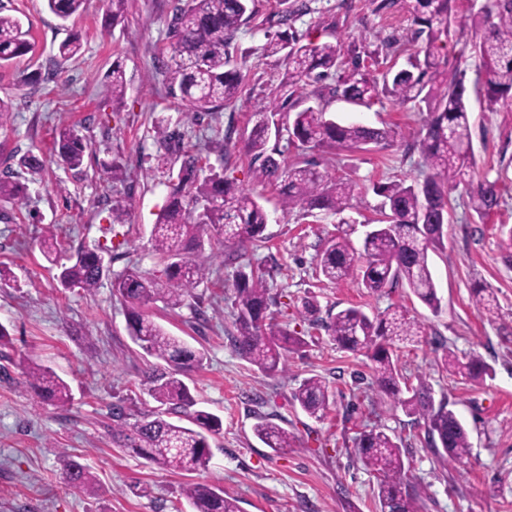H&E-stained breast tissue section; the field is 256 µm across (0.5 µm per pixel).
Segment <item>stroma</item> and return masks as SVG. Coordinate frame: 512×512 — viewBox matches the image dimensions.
Here are the masks:
<instances>
[{"label": "stroma", "instance_id": "stroma-1", "mask_svg": "<svg viewBox=\"0 0 512 512\" xmlns=\"http://www.w3.org/2000/svg\"><path fill=\"white\" fill-rule=\"evenodd\" d=\"M176 0H127L125 17L105 27L107 0H89L68 20L51 13L45 0H0V12L17 17L32 56L0 67V98L12 112L0 127V171L10 170L23 185L15 200H0V325L9 335L0 346V512H186V489L201 481L236 498L242 512H376L372 472L356 463L350 449L359 435L378 428L396 438L409 484L419 495L420 512H512V269L503 262L507 228L512 227V105L487 110L470 96L475 154L474 178L496 183L501 204L477 219L467 199L451 192L443 249L429 259L441 308L431 312L404 286L367 292L357 275L330 282L318 273L327 240L350 231L361 246L377 216L374 184L423 180L429 171L416 145L424 115L408 105L381 99L359 107L329 97L313 84L300 92L305 105L325 106L337 119L387 127L386 148L340 150L333 166L324 153L301 152L286 140L276 143L285 162L316 163L327 180L348 178L359 194L342 215L303 217L282 213L275 189H260L271 218L266 242L248 246L254 271L265 274L278 322L307 341L291 354L284 373L268 376L242 358L235 333L236 283L233 267L210 261L208 281L194 290L191 305L169 309L163 303L144 310L170 333L204 355L186 382L199 409L219 416L221 435L210 441L212 458L201 474L165 471L112 439V409L122 407L129 421L155 408L142 381L156 367L127 331V306L109 284L95 295L60 288L56 268L40 242L55 235L61 257L93 249L110 239L119 246L104 259L111 273L127 267L158 275L164 265L150 242L151 229L170 192L158 169L163 150L154 125L164 122L187 145H204L210 161L224 165L238 185L257 187L245 143L253 115L268 105L285 65L261 55L267 36L292 30L303 41L338 37L346 49L367 54L388 36L405 35L413 0H311L312 10L292 22H279L278 0H257L256 17L242 27L231 51L244 76L241 95L221 112L188 122L160 71L167 58L168 31ZM79 37L72 59H56L58 45ZM126 75L121 104L104 86L113 65ZM79 131L90 145L82 170L56 162L54 139L60 127ZM44 163L32 173L18 165L28 150ZM120 180H113V168ZM125 198L122 224L110 208ZM492 291L494 314L479 312L477 288ZM315 297L320 318L349 306L366 313L397 305L420 321L418 341L395 345L399 368L409 385L426 383L435 400L465 425L471 444L462 462L442 460L396 397L372 386L364 353L340 349L324 328L311 325L302 301ZM480 356L491 368L484 383L449 376L446 351ZM27 355L64 378L72 399L46 405L26 385L18 368ZM326 381L330 404L322 418L306 415L292 399L308 377ZM287 429L293 450L276 453L253 433L258 415ZM77 457L95 477L93 491L66 485L59 458ZM148 485L149 495L133 490Z\"/></svg>", "mask_w": 512, "mask_h": 512}]
</instances>
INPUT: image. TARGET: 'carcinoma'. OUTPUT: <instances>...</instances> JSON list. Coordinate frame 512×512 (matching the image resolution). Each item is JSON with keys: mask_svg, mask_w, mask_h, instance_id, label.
I'll return each instance as SVG.
<instances>
[{"mask_svg": "<svg viewBox=\"0 0 512 512\" xmlns=\"http://www.w3.org/2000/svg\"><path fill=\"white\" fill-rule=\"evenodd\" d=\"M49 10L66 20L84 10L86 0H46ZM453 0H415L410 39L393 40L383 45L388 53H408L407 64L388 66L381 78L350 75L328 94L347 102L369 106L384 93L401 105L426 106V118L418 146L423 161L435 174L423 182H391L376 188L382 197L379 218L366 233L361 248L348 238L328 240L320 256V272L336 283L359 271L361 287L376 293L387 287L405 285L431 311L438 312L440 298L429 264L428 251L443 246L444 226L448 223L449 193L463 188L470 207L482 220L499 207L501 194L492 182L474 183L475 165L469 101L465 96L464 71L456 65L447 68L435 51V41L450 31ZM284 6L280 22L288 24L310 10L308 0ZM255 0H178L169 28V59L163 63L171 88L198 120L216 112L238 97L243 77L228 68L230 46L242 26L255 17ZM474 29L471 53L479 61V93L490 111L512 103V0H485L479 11L467 15ZM424 45L416 48L420 38ZM81 49L80 39L69 38L58 46V57L66 61ZM33 52L18 18L0 11V66ZM266 57L276 56L288 66V85L301 88L318 83L331 72L345 66L340 42L304 43L300 38L271 37L261 46ZM127 80L122 67H112L107 92L119 103L126 94ZM254 126L246 150L257 163L254 172L260 182L278 191L285 213L297 208L306 217L338 215L350 208L357 184L350 179L329 182L314 165L303 161L281 165L267 153L270 132L287 134L303 151L323 149L366 150L385 147L391 131L360 123L336 121L324 107L300 108V101L287 96L275 98L253 114ZM157 142L165 154L176 155L181 165L176 178L169 180L171 191L151 230L153 250L164 263L165 279L128 268L112 280L113 293L130 304L127 320L129 335L147 355L167 364L148 375L144 386L148 394L165 407L134 424L130 432L114 434L124 447L157 466L177 473L208 469L212 453L209 438L220 434L221 419L204 410H194L189 386L181 375L201 364L203 356L182 339L170 335L142 311L154 301L170 309L181 308L193 298V289L208 279L210 268L196 252L210 248L221 255L238 249L237 303L234 318L236 334L231 341L238 353L262 373L274 376L285 370L289 354L299 351L306 341L287 328L267 320L268 288L263 277L242 268L248 260L245 244L263 241L269 215L260 203L261 196L236 185L215 168L200 150L183 145L181 136L169 131L163 122L155 126ZM60 164L69 170L84 165L89 146L74 129L62 127L56 133ZM23 186L10 172L0 173V199H14ZM56 278L65 289L79 288L92 294L101 284L105 266L96 251H79L61 263L57 259L54 237L44 239ZM324 327L340 347L366 352L379 387L395 395L402 393L404 376L398 369L391 347L377 342L381 336L404 341L421 333L420 323L408 317L400 306L389 307L370 317L351 306L328 315ZM21 373L34 393L53 405L71 400L68 383L30 358L19 363ZM443 366L452 376L469 382H482L492 369L478 356L461 360L448 352ZM293 399L309 416L320 418L329 404L326 383L309 377L293 393ZM406 414L423 422L431 444H440L448 459L460 462L469 455L468 432L455 413L441 404L434 406L429 388L421 383L412 396L399 399ZM166 414L185 417L191 426L164 418ZM258 439L274 452L294 447V437L285 428L263 419L254 426ZM354 456L377 477V512H418V497L409 491L404 473L402 448L382 430L361 433ZM64 481L79 490L93 488V476L80 462L61 460ZM191 512H241L238 501L225 497L206 483H194L186 492Z\"/></svg>", "mask_w": 512, "mask_h": 512, "instance_id": "cac0c4a2", "label": "carcinoma"}]
</instances>
